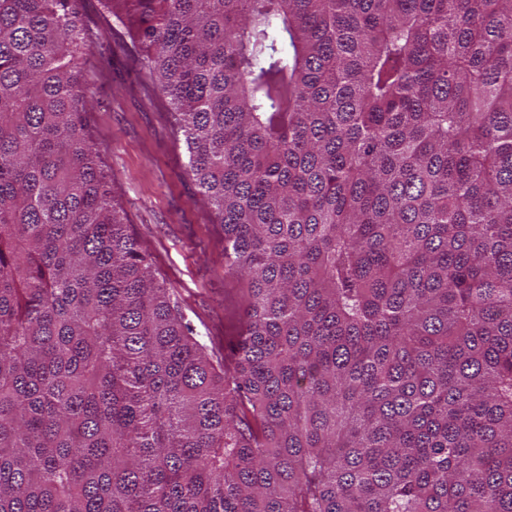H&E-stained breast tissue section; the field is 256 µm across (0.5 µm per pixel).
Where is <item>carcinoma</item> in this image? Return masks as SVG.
<instances>
[{
    "label": "carcinoma",
    "instance_id": "1",
    "mask_svg": "<svg viewBox=\"0 0 512 512\" xmlns=\"http://www.w3.org/2000/svg\"><path fill=\"white\" fill-rule=\"evenodd\" d=\"M99 4L248 303L221 375L0 0V512H512V0Z\"/></svg>",
    "mask_w": 512,
    "mask_h": 512
}]
</instances>
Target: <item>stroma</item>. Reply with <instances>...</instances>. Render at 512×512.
<instances>
[{"label":"stroma","mask_w":512,"mask_h":512,"mask_svg":"<svg viewBox=\"0 0 512 512\" xmlns=\"http://www.w3.org/2000/svg\"><path fill=\"white\" fill-rule=\"evenodd\" d=\"M85 43L74 71L92 100L82 116L124 222L214 366L230 361L245 292L224 264V230L185 170L188 152L164 94L126 30L98 0H78Z\"/></svg>","instance_id":"35a3bbf8"}]
</instances>
